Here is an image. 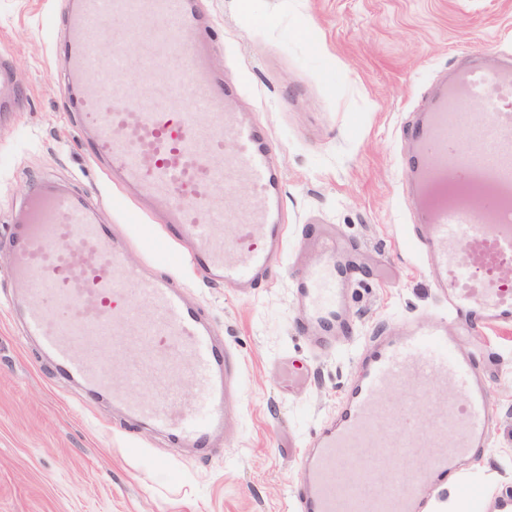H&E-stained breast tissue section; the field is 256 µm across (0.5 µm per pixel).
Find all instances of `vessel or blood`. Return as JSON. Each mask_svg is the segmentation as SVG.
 Returning a JSON list of instances; mask_svg holds the SVG:
<instances>
[{
  "instance_id": "b4317fda",
  "label": "vessel or blood",
  "mask_w": 512,
  "mask_h": 512,
  "mask_svg": "<svg viewBox=\"0 0 512 512\" xmlns=\"http://www.w3.org/2000/svg\"><path fill=\"white\" fill-rule=\"evenodd\" d=\"M146 19L153 32L142 29ZM64 22L66 109L90 128L94 157L127 194L166 211L169 236L190 245L189 259L206 278L252 294L285 248L282 175L267 136L237 112L223 75L208 65L210 34L193 0H68ZM107 23L111 39L90 44L88 32ZM131 42L145 66L137 76L122 72ZM92 71L97 80H89ZM187 97L201 117L183 112ZM477 101L484 112L471 111ZM409 136L425 221L411 226L408 242L426 256L446 310L361 345L335 416L300 455L298 512H432L438 489L461 484L489 440L486 377L459 350L448 322L512 326V281L502 276L512 268V60L459 63ZM460 141L468 147L463 159ZM219 182L229 185L227 196L214 194ZM23 222L11 263L28 292L26 334L60 372L109 397L134 425L210 449L227 423L226 397L241 365L215 339L202 308L171 279L146 278L79 198L40 185ZM303 243L325 255L291 286L299 325L319 352L351 333L343 302L353 269L337 258L331 225H306ZM131 292L140 305L129 311L123 303ZM52 300L68 307V319H55ZM142 348L149 356L129 358ZM185 378L198 400L184 399ZM148 380L161 392L153 401L131 392ZM409 386L431 387L439 405L387 406L385 393ZM416 411L423 432L401 434L399 413ZM399 467L413 477L410 490L393 487Z\"/></svg>"
}]
</instances>
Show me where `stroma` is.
<instances>
[{"mask_svg":"<svg viewBox=\"0 0 512 512\" xmlns=\"http://www.w3.org/2000/svg\"><path fill=\"white\" fill-rule=\"evenodd\" d=\"M66 0H0V58L19 87L0 109V250L37 183L83 195L127 244L130 263L165 267L143 245L164 236L161 213L123 199L63 109L54 58ZM214 26L211 55L242 112L269 135L282 172L284 254L249 298L190 267L173 270L241 360L219 456L175 450L161 435L124 431L105 403L57 378L24 336L0 253V512H294L297 452L336 412L358 346L380 330L441 309L422 259L406 243L418 223L403 130L466 54H512V0H196ZM332 224L359 252L348 295L352 337L310 361L294 325L290 285L320 263L299 249L303 225ZM492 363L490 445L466 488L441 492L436 512H496L512 501V327L461 333ZM308 366L287 392L270 371Z\"/></svg>","mask_w":512,"mask_h":512,"instance_id":"1","label":"stroma"}]
</instances>
